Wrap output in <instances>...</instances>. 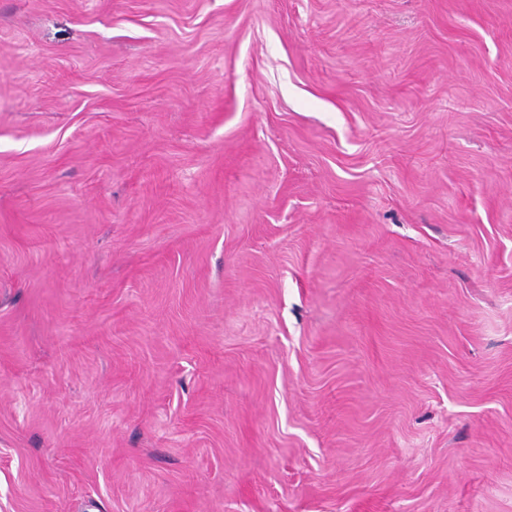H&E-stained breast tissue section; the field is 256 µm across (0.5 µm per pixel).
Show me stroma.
<instances>
[{
    "label": "stroma",
    "instance_id": "stroma-1",
    "mask_svg": "<svg viewBox=\"0 0 512 512\" xmlns=\"http://www.w3.org/2000/svg\"><path fill=\"white\" fill-rule=\"evenodd\" d=\"M0 512H512V0H0Z\"/></svg>",
    "mask_w": 512,
    "mask_h": 512
}]
</instances>
